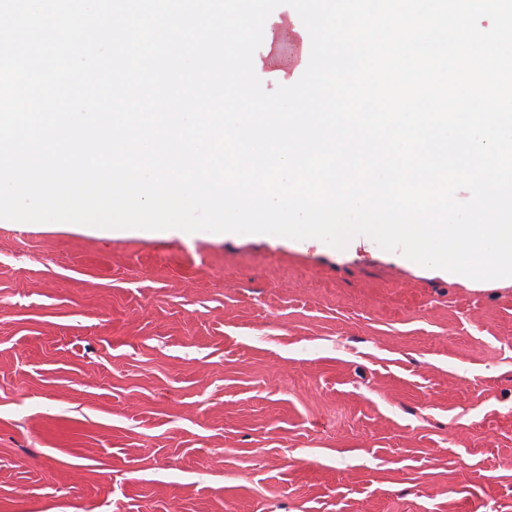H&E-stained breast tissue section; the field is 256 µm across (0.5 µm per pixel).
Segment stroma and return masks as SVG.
Segmentation results:
<instances>
[{"mask_svg":"<svg viewBox=\"0 0 512 512\" xmlns=\"http://www.w3.org/2000/svg\"><path fill=\"white\" fill-rule=\"evenodd\" d=\"M300 51L258 48L266 90ZM0 512H512V285L0 223Z\"/></svg>","mask_w":512,"mask_h":512,"instance_id":"1","label":"stroma"}]
</instances>
